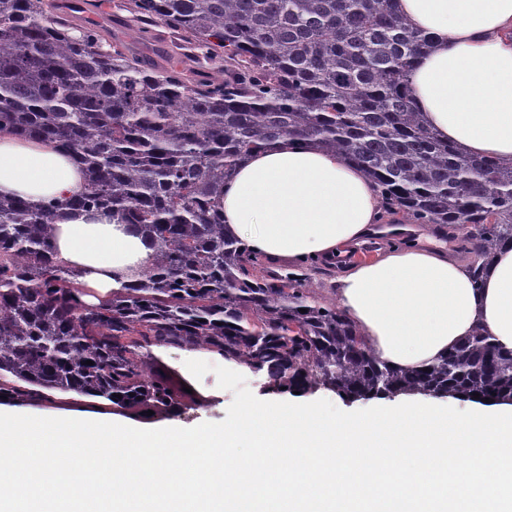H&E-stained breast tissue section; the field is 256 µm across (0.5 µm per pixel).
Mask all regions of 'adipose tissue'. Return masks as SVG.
Listing matches in <instances>:
<instances>
[{"label":"adipose tissue","instance_id":"adipose-tissue-1","mask_svg":"<svg viewBox=\"0 0 512 512\" xmlns=\"http://www.w3.org/2000/svg\"><path fill=\"white\" fill-rule=\"evenodd\" d=\"M392 6L434 38L410 76L429 127L470 155L512 159V0ZM84 190V173L68 154L0 129V196L38 207ZM221 207L227 236L260 256L297 263L334 258L381 221L361 170L288 138L248 157L225 185ZM54 248L89 305L135 283L153 253L111 213L72 209L56 224ZM336 290L342 311L395 367L429 365L478 327L512 350V246L498 251L478 286L463 263L410 244L348 266Z\"/></svg>","mask_w":512,"mask_h":512}]
</instances>
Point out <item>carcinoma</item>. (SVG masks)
<instances>
[{"label":"carcinoma","instance_id":"cac0c4a2","mask_svg":"<svg viewBox=\"0 0 512 512\" xmlns=\"http://www.w3.org/2000/svg\"><path fill=\"white\" fill-rule=\"evenodd\" d=\"M123 10L137 39L162 22L185 53L153 64L57 0H0V128L72 155L87 189L65 205L110 212L154 249L136 283L87 306L54 259L65 205L0 197V374L21 381L0 391L168 415L188 393L148 362L164 345L219 352L276 391L512 402V351L484 331L425 370L393 368L309 274L270 273L224 234V184L249 154L310 141L360 167L390 221L457 236L480 282L512 245V161L466 155L426 126L408 78L428 37L391 0H125Z\"/></svg>","mask_w":512,"mask_h":512}]
</instances>
